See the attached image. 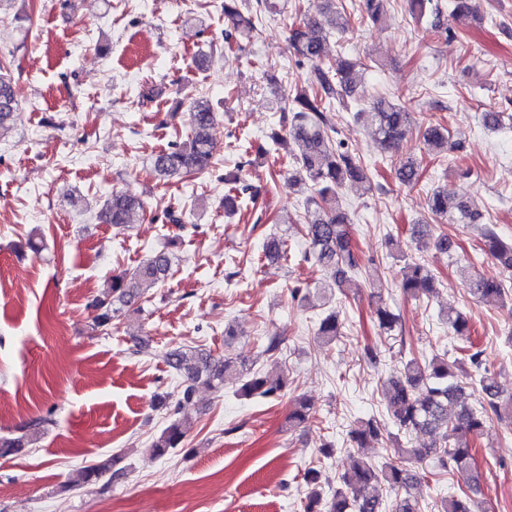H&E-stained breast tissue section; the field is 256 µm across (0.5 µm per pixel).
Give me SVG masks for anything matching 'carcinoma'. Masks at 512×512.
Returning <instances> with one entry per match:
<instances>
[{"mask_svg":"<svg viewBox=\"0 0 512 512\" xmlns=\"http://www.w3.org/2000/svg\"><path fill=\"white\" fill-rule=\"evenodd\" d=\"M385 0H359L348 6L336 0H323V10L331 14L336 30L343 34L352 22L380 24L386 21ZM408 15L416 22L425 21L438 33L456 35L453 28L442 21L443 9L438 0H406ZM479 0H453V19L478 18ZM246 13H241L238 0H224V18L229 31L227 44L249 39L255 21L261 16L279 15L283 12L278 0H249ZM326 36L322 23L311 17H294L289 26L288 49L295 61L310 65L305 85L294 89L291 108L282 111L281 132L271 136L275 150L285 149L292 154L291 177L304 195L303 224L300 228L308 251L304 259H313L330 274L332 286L344 293L359 287L357 276L365 271V260L355 250L347 234L350 217L340 202V193L348 183L372 189L373 179L359 157L343 147L336 135V106L344 105L346 98H359L363 87V74L369 65L357 60L334 63L326 59ZM16 100L11 87V76L0 63V127L5 126L15 114ZM356 122L371 129L379 144L388 152L397 150L399 143L411 131L412 113L395 100L379 96L369 106L354 113ZM191 131L184 139L171 141L167 148L154 155V170L167 177L194 178L213 169L217 147V116L210 100L199 97L193 101L190 113ZM512 121L506 110L482 113V124L489 131H498L505 122ZM422 136L429 149L437 154L455 147L451 130L440 123L422 128ZM243 166L224 174L229 194L224 196V212L236 211V196L252 190L243 174ZM421 165L407 160L396 170L398 181L412 186L421 178ZM429 209L439 224H479L482 214L470 201L453 194L448 185L436 186L429 197ZM101 221L116 228L139 224L144 219L143 201L128 192H114L107 198L100 212ZM418 241L429 243L437 254L450 253L452 244L445 234H434L428 225L412 227ZM482 251L502 272L512 275V243L503 241L491 227L482 230ZM266 257L280 260L287 256V242L271 238L265 245ZM172 257L158 251L131 270L112 276L108 291L90 304L95 311L91 329L100 334L108 333L113 321L120 317L121 309L142 296L141 288H152L163 282L171 269ZM472 294L479 300L502 303L509 294L504 280L488 278L468 265ZM438 279L424 263L412 262L405 266L401 282L404 294L414 298L430 299L438 294ZM375 321L386 334L398 329L399 318L380 302L374 310ZM343 323L339 312L331 310L318 322L316 336L330 343L342 335ZM448 330L463 340L470 339L471 325L467 315L448 311ZM166 363L183 377L182 397L173 411L175 418L156 436L150 450L155 456H165L179 448L185 437L187 418L184 411L199 387L214 390L224 388L228 374L237 373L243 382L236 390L240 397L277 398L287 388L285 373L276 375L255 371L246 361L231 358H214L191 348L179 347L166 354ZM466 363L475 371L463 370L461 362L448 364V360L433 355L428 360L412 357L406 361L400 375L389 382L385 396V411L389 420L403 433L425 432L439 438L420 448H396L395 458L376 463L357 456L349 471L336 479L338 486L330 499L322 496V486L334 483L323 477L322 470L310 467L304 473L309 488L304 512H421L420 504L411 496V489L418 482L416 471L409 462L433 459L438 475L459 474L468 492L459 496L450 494L440 501L438 512H473V495L480 489L481 475L476 466L475 444L487 424L493 420L512 422V399L502 400L494 374L483 367L482 352L474 351ZM477 392L479 407L474 408L462 398L465 387ZM310 404L299 398L294 400L288 422L299 426L309 420ZM50 416L35 418L17 428V435L0 436V456L21 454L34 441V437L52 425ZM391 436L386 423L374 419L362 422L349 432L354 448H363L370 441ZM120 457L112 456L84 468L85 483L100 481L110 472Z\"/></svg>","mask_w":512,"mask_h":512,"instance_id":"obj_1","label":"carcinoma"}]
</instances>
